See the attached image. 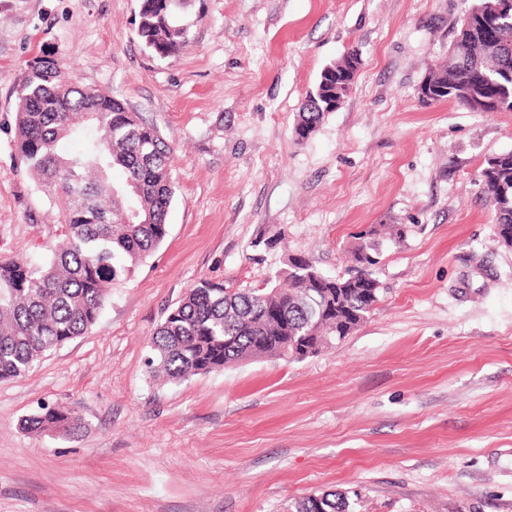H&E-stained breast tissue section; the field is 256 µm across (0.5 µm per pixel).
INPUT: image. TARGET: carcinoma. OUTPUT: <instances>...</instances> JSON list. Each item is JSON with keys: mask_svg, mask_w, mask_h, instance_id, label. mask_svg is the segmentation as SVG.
Wrapping results in <instances>:
<instances>
[{"mask_svg": "<svg viewBox=\"0 0 512 512\" xmlns=\"http://www.w3.org/2000/svg\"><path fill=\"white\" fill-rule=\"evenodd\" d=\"M182 0H139L137 35L151 52L168 57L186 42L187 28L175 13ZM502 44L484 45L473 27L467 41L455 40L448 61L429 75L448 77L439 100L476 112L459 68L488 56L498 60L486 96L512 110V14ZM341 59L325 66L306 96L294 126L297 141L308 139L336 99L331 74ZM16 152L43 196L66 200L60 216L63 244L45 262L0 259V379L24 375L61 344L94 327L112 290L168 235L167 214L175 198L173 148L156 126L120 100L97 89L71 84L52 56L34 61L16 88ZM77 139L74 153L59 143ZM123 173L112 181L114 169ZM483 197L493 207L496 233L512 234V152L499 154L480 178ZM282 271L288 287L227 288L202 280L167 314L149 342L150 373L179 383L245 359H294V345L318 351L331 347L364 323L378 301L373 270L338 289L336 280L298 256ZM81 421L64 406L45 408L22 421L30 434L71 435ZM346 492L324 491L301 497L292 512H354Z\"/></svg>", "mask_w": 512, "mask_h": 512, "instance_id": "carcinoma-1", "label": "carcinoma"}]
</instances>
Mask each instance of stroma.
<instances>
[{
  "label": "stroma",
  "instance_id": "35a3bbf8",
  "mask_svg": "<svg viewBox=\"0 0 512 512\" xmlns=\"http://www.w3.org/2000/svg\"><path fill=\"white\" fill-rule=\"evenodd\" d=\"M471 0H185L180 50L137 36L138 0H0V259H49L62 202L15 152L16 87L51 54L174 149L168 235L97 324L0 381V512H288L358 491L360 512H512V247L480 195L512 112L423 104ZM357 52L344 104L293 127L321 70ZM381 231L379 301L335 347L181 383L148 342L198 281L260 288L294 256L350 271ZM63 405L73 435H32ZM43 412L29 415L22 421V429L30 434L71 435L81 428V421L65 406L43 408Z\"/></svg>",
  "mask_w": 512,
  "mask_h": 512
}]
</instances>
